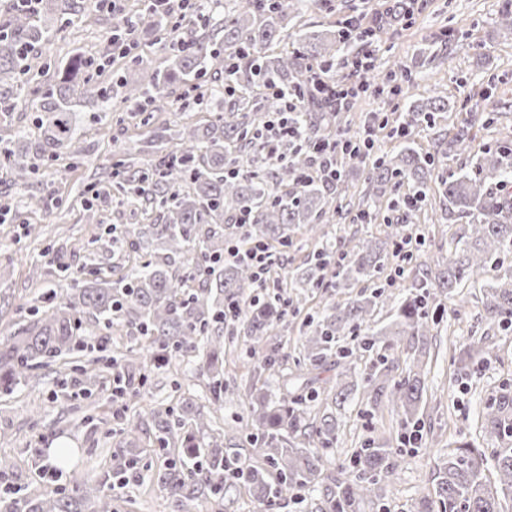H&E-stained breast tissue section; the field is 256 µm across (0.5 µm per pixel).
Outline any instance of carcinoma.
Returning a JSON list of instances; mask_svg holds the SVG:
<instances>
[{
  "mask_svg": "<svg viewBox=\"0 0 512 512\" xmlns=\"http://www.w3.org/2000/svg\"><path fill=\"white\" fill-rule=\"evenodd\" d=\"M297 0H235L232 12L224 16V52L215 48L214 34L188 27L168 45L162 68L144 67L136 80L122 79L118 94L122 103L141 100L165 103L176 81L188 82L198 71L224 70V81L234 88L224 99V108L202 124L183 123L173 130L158 129L149 148L160 154L157 162L144 167L129 157L122 177L112 184V196L146 212H158L160 223L142 224L134 230L112 226V247L119 252H142L148 260L129 267L112 281L98 273L92 278H71L66 301L47 310H37L10 342L0 345V393L8 394L28 382L32 371L47 367L69 355L80 345L78 331L83 320L106 328L122 320L144 337L138 349L121 354L118 374L124 397L146 396L151 374L177 355L199 353L198 369L209 376L208 403L220 405L229 385L224 380V328L251 343L257 357L258 374L282 365L283 354L263 345L278 335V327L293 299L284 292L283 280L264 284L272 290L261 297L250 294L258 287L253 270L241 260L224 261V248L232 243L246 248L258 240L270 251L283 252L293 244L295 229L311 238L323 239L314 266L296 281L301 291L296 299L318 288H350L372 278L383 266V253L395 244L396 233L385 239L363 238L342 254L347 260L340 280L326 279L323 271L336 253L321 224L330 211L327 191L321 182L302 183L299 177L309 165V153L301 151L289 161H274L262 169L251 166L264 151L259 137L263 119L277 108V100L266 95V81L284 92L302 84L307 68L326 62L340 50L334 36L313 34L298 43L291 53L272 55L270 46L279 40L288 18L296 12ZM75 0H41L34 11H26L13 0L0 8V88L21 99L14 88L15 75L24 70L31 45L53 41V30L45 24L49 14H73ZM88 62L73 56L65 71L40 103L38 134L28 143L41 157L72 146L77 112L74 88L86 99H103L97 84L81 81ZM298 131L308 139H320L329 132V118L320 112L316 99H307L292 116ZM448 146L456 151L471 149L468 129L457 130ZM509 153L486 151L474 156V170L444 184L448 199V220L471 218L464 236L448 251L444 268L422 263V272L412 279L410 292L395 309L394 320L378 330L369 320L382 293L357 298L325 310L318 321L307 320L302 327V360L297 367L301 384L297 394L279 402L271 400L263 387L252 385L247 416L239 419L244 434L259 452L263 465L246 464L224 452V440L210 436L203 441L206 405L191 398L178 409L148 407L121 417L120 448L112 453V474L122 485L139 473L140 431L149 415L153 441L168 459L154 480L168 496L172 512L189 509L208 499L232 512L237 493L244 490L257 500L274 506L281 500L300 501L310 488L320 491L315 512H361L365 503H375L378 484L392 475L401 449L367 442L337 466L325 469L328 450L336 443L338 422L333 406L343 402L357 387L355 368L344 365L336 386L326 391L323 411L308 416V402L320 393L312 387L314 378L305 373L323 372L331 359H347L353 351H336V337L351 334L358 347L370 351L381 341L392 348L406 337L415 343L417 355L395 378L391 369H380L375 377V395L386 397L387 406L401 425L418 424L419 404L426 392L429 373L425 358L428 338L434 328L429 301L459 287L477 270H484L512 250V206L492 192L488 181H512ZM435 162L410 147L396 156L376 163L370 182L378 201L386 187L397 178L413 182L420 196ZM235 166L239 174H227ZM250 212L252 228L232 223L240 212ZM238 305L242 313L224 320V308ZM486 318L508 326L512 321V273L499 277L498 285L484 293ZM483 439L493 446L496 482L483 473L485 454L478 448L459 445L448 448L438 467L435 496L420 499L418 512H505L501 495L512 493V383L499 386L482 413ZM0 512H112V496L90 499L79 483L51 494L29 492L9 486L0 492Z\"/></svg>",
  "mask_w": 512,
  "mask_h": 512,
  "instance_id": "cac0c4a2",
  "label": "carcinoma"
}]
</instances>
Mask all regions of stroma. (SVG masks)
<instances>
[{"mask_svg": "<svg viewBox=\"0 0 512 512\" xmlns=\"http://www.w3.org/2000/svg\"><path fill=\"white\" fill-rule=\"evenodd\" d=\"M79 3L78 15L52 18L59 35L51 49L30 51V68L18 76L22 104L7 111L0 109V206L10 208L0 223L2 343L17 333L30 310L63 302L68 285L59 277V267L73 272L93 269L116 280L138 263L137 254L113 251L108 229L114 225L136 228L145 223V215L134 206L120 207L112 199L96 197L95 192L121 171L127 153L147 147L157 128L178 119L203 123L210 116L206 110L180 112L178 103L185 90L181 83L174 85L171 102L146 104L141 114L112 96L95 103L79 100L73 150L38 159L28 184L16 185L11 153L23 137L36 136L39 101L72 54L90 61L89 76L107 88L118 78L133 76L139 65L157 66L163 60L159 27L141 24L128 54L119 55L108 42L111 13L100 10L95 0ZM387 10L385 0H300L287 36L274 50H292L307 34L337 32L351 14L361 12L376 18ZM501 10L502 0H420L409 18L387 21L380 29L377 67L393 73L402 93L393 100L372 91L360 94L338 115L350 120V133L357 137L363 136L371 117H378L371 155L384 159L401 149L400 140L391 133L395 120L407 118L413 102L444 98L447 111L436 114L430 125L416 129L410 139L411 147L420 154L435 157L438 178L429 185L426 204L412 218H405L396 205L398 196L410 191L408 182L402 180L396 193L381 197L378 218L360 221L356 214L370 189L369 167L340 156L344 185L331 195L335 216L325 227L330 238L340 243L378 237L383 222L388 221L401 235L411 237L419 260L434 266L447 263L448 251L464 224L449 223L442 181L470 170L473 154L512 148V38L500 30ZM462 127L469 130L471 151H444L443 139ZM33 196L41 198V208H29ZM92 212L102 221L96 230L87 222ZM500 262V267L471 274L453 293L439 296L432 307L438 323L432 331L434 359L426 402L419 411L421 447H401L397 416L372 409L370 386H358L337 412L340 430L328 454L330 464H340L369 439L402 450L395 474L379 484L385 512H416L420 498L434 490L436 465L449 446L485 445L479 412L499 385L512 378V333L486 319L481 304L499 269H512V252ZM412 277V266H401L398 258L389 256L372 279L344 290H321L303 301L298 312L289 313L276 338L288 362L263 376L273 399L285 396L284 381L296 369L303 321L320 316L328 305L377 291L381 297L371 322L388 323L394 299L407 293ZM81 335L83 350L78 358L97 362L100 368L91 397H84L81 377L68 356L40 370L12 394L0 395V458L14 464L10 484L48 493L74 476L93 495L109 485L111 454L118 441L113 433L112 361L126 348L138 347L142 338L134 329L116 326L107 330L89 320L83 321ZM474 340L491 346V354L457 368L459 345ZM198 362V357L188 355L157 371L151 378L153 403L175 408L187 397L204 401L208 381L197 372ZM224 378L230 390L223 408L212 416V428L223 433L225 450L239 454L243 462L256 463L251 445L235 431L254 381V361L244 339L225 341ZM60 446L74 451L69 465L62 469L53 454ZM160 464L154 446L144 448L142 478L117 490L114 512H170L165 492L149 478ZM47 467L58 468L56 481L43 479Z\"/></svg>", "mask_w": 512, "mask_h": 512, "instance_id": "1", "label": "stroma"}]
</instances>
